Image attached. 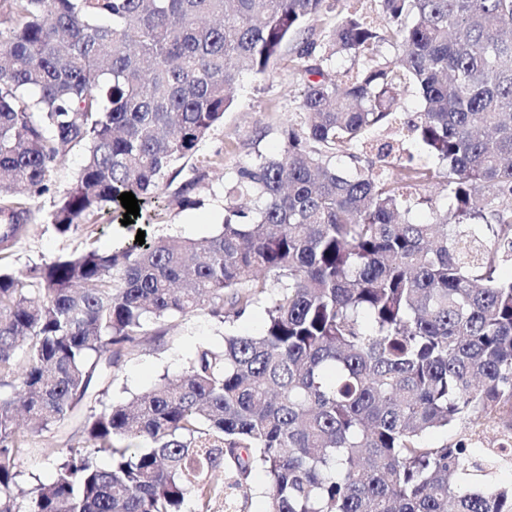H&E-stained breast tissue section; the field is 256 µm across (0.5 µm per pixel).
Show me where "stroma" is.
<instances>
[{"mask_svg":"<svg viewBox=\"0 0 512 512\" xmlns=\"http://www.w3.org/2000/svg\"><path fill=\"white\" fill-rule=\"evenodd\" d=\"M306 76L288 63H280L262 77L244 75L237 87L234 105L200 144L196 155L184 163L172 183L161 184L159 193L169 209L154 213L145 209L141 230L151 236L174 239L200 238L219 231L224 220V189L232 183L238 168L255 163L258 157L272 156L283 144L282 132L288 123L299 121V103ZM84 154L71 150L64 165L54 174V191L40 199L41 208L33 218V228L7 255L5 262L14 270L50 262L60 256L81 252L87 246L110 249L113 242L135 240L136 234L112 224H96L77 234L60 235L47 223L57 193L68 189L82 166ZM190 187L201 204L183 209L173 204L175 192ZM264 310L256 306L234 324H222L207 311L170 320L162 345L145 346L112 370L109 402L125 404L152 388L161 375L179 374L196 347H220L227 333H255L262 326ZM67 450L54 433L38 437L32 451L17 467V487L29 491L48 482L54 464Z\"/></svg>","mask_w":512,"mask_h":512,"instance_id":"1","label":"stroma"}]
</instances>
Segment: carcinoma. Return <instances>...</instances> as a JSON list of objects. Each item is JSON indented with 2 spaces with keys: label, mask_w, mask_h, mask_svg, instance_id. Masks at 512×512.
I'll return each instance as SVG.
<instances>
[{
  "label": "carcinoma",
  "mask_w": 512,
  "mask_h": 512,
  "mask_svg": "<svg viewBox=\"0 0 512 512\" xmlns=\"http://www.w3.org/2000/svg\"><path fill=\"white\" fill-rule=\"evenodd\" d=\"M377 2L380 26L346 0H0V252L68 151L85 163L48 223L119 224L118 196L155 201L243 74L291 41L310 76L283 148L228 189L252 209L225 205L218 233L0 269V512H236L258 468L266 512H512V486L477 480L507 457L426 441L459 425L512 438V0ZM334 55L357 64L332 76ZM387 132L438 166L362 165L391 155ZM433 187L447 209L410 220ZM261 304L259 334L105 401L170 319ZM45 431L67 434V459L20 501L18 462Z\"/></svg>",
  "instance_id": "cac0c4a2"
}]
</instances>
